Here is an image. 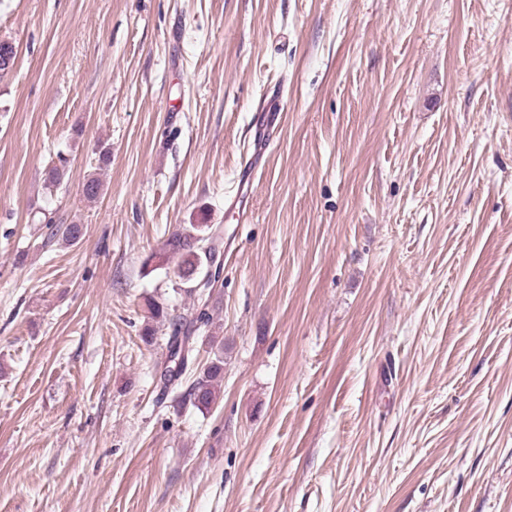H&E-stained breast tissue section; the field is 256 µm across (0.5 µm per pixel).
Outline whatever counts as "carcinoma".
<instances>
[{
    "instance_id": "obj_1",
    "label": "carcinoma",
    "mask_w": 512,
    "mask_h": 512,
    "mask_svg": "<svg viewBox=\"0 0 512 512\" xmlns=\"http://www.w3.org/2000/svg\"><path fill=\"white\" fill-rule=\"evenodd\" d=\"M69 178L68 162L60 158L58 163L46 172L45 182L56 188ZM214 238L212 227L208 224H192L188 228L179 229L166 239L159 252L146 258L144 265L152 263L162 266L174 261L173 275L188 283L198 274L199 270L211 267L216 262V250L206 246ZM150 318H169L171 334L167 342L166 361L172 362L176 357L183 359L182 368L169 372L161 377L163 388L168 389L179 384L181 376L187 367L188 359L193 351L194 336L197 324L209 325L212 316L206 311V305H201L199 313L194 317L177 315L172 318L158 304H148ZM210 361L197 376L190 388L192 404L200 411H209L216 403L224 380V339L211 333L208 335Z\"/></svg>"
}]
</instances>
